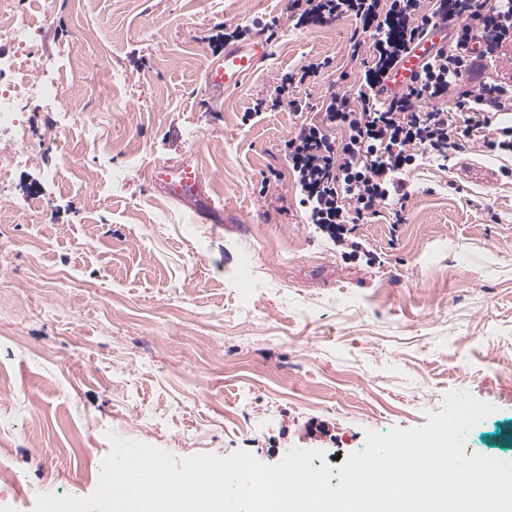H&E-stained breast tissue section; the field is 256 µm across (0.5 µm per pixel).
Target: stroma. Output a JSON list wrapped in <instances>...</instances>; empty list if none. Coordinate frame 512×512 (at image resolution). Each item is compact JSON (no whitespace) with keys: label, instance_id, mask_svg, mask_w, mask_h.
I'll return each mask as SVG.
<instances>
[{"label":"stroma","instance_id":"35a3bbf8","mask_svg":"<svg viewBox=\"0 0 512 512\" xmlns=\"http://www.w3.org/2000/svg\"><path fill=\"white\" fill-rule=\"evenodd\" d=\"M288 6L20 0L96 140L62 132L50 106L20 114L30 160L0 197V512L91 495L111 433L178 458L315 449L318 468L366 431L425 425L455 391L494 407L465 455L512 462V156L418 157L406 210L358 225L345 256L307 224L283 142L331 92L356 94L373 31L296 29ZM238 26L271 54L209 105L205 65ZM312 62L318 76L289 88L301 111L254 115ZM191 154L221 223L148 181ZM107 163L122 184L102 186Z\"/></svg>","mask_w":512,"mask_h":512}]
</instances>
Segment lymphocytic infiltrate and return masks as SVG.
Here are the masks:
<instances>
[{"mask_svg": "<svg viewBox=\"0 0 512 512\" xmlns=\"http://www.w3.org/2000/svg\"><path fill=\"white\" fill-rule=\"evenodd\" d=\"M291 0L295 27L324 24L351 14L373 28L372 64L356 96L331 93L322 122L296 126L284 142V159L300 191L307 223L341 246L357 249L358 224L412 192L403 177L418 153L447 160L461 139L489 152L512 153V84L499 81V48L512 39V0H436L430 14L415 13L416 0ZM451 24L447 52L427 63L414 83L388 103L372 89L395 66L407 42L437 20ZM480 50H473L474 40ZM454 98L455 111L439 108ZM347 127L344 141L326 129Z\"/></svg>", "mask_w": 512, "mask_h": 512, "instance_id": "f902f5d3", "label": "lymphocytic infiltrate"}]
</instances>
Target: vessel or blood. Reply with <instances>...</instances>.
Wrapping results in <instances>:
<instances>
[{"label":"vessel or blood","instance_id":"obj_1","mask_svg":"<svg viewBox=\"0 0 512 512\" xmlns=\"http://www.w3.org/2000/svg\"><path fill=\"white\" fill-rule=\"evenodd\" d=\"M448 46V28L439 24L407 45L389 74L375 88L377 101L386 102L405 91L421 67ZM269 56L265 42L253 41L225 48L222 58L209 62L204 71L205 89L211 100L237 88L255 73ZM150 180L173 198L191 204L197 215L221 219L224 209L207 193L206 177L199 165L185 160L172 165L163 163L152 168Z\"/></svg>","mask_w":512,"mask_h":512}]
</instances>
